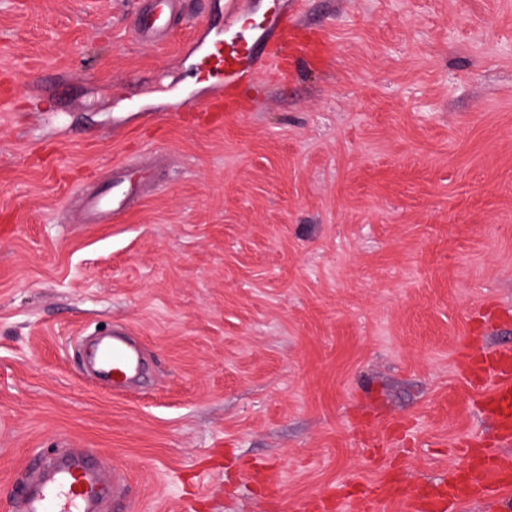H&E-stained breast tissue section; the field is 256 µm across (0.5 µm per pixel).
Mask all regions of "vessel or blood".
I'll return each mask as SVG.
<instances>
[{
	"label": "vessel or blood",
	"instance_id": "1",
	"mask_svg": "<svg viewBox=\"0 0 512 512\" xmlns=\"http://www.w3.org/2000/svg\"><path fill=\"white\" fill-rule=\"evenodd\" d=\"M185 0H138L131 17V30L146 43L167 39L185 17ZM241 17L235 0H226L224 30L207 46L206 66L199 70V81L214 88L202 102L201 110L211 121H223L225 113L238 109L234 90L251 76L266 71L286 70L296 59H323L329 52L325 39L306 33L291 17L268 20L258 38L240 37L236 26ZM277 43L281 51L268 54L267 42ZM135 195L131 169L126 164L112 168L109 191L88 199L84 216L90 224L118 222ZM99 377L113 387L128 386L143 364L141 349L127 342L120 332L102 338L95 347ZM463 373L470 385H482L487 378L495 383L484 400L483 411L491 420L499 443H512V346L489 353L468 352L462 357ZM463 463L451 471L447 483H406L392 470H385L381 483L366 486L351 497L324 495L335 503L337 512H377L383 501L403 504L405 512H451L465 500L482 504L484 512H499L503 491L512 488V459L471 442L462 448ZM120 497L107 473L87 466L84 454L64 457L44 464L37 484L25 485L18 496L22 512H98L101 491Z\"/></svg>",
	"mask_w": 512,
	"mask_h": 512
}]
</instances>
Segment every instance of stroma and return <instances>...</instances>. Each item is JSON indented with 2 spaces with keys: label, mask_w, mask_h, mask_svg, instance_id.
Returning <instances> with one entry per match:
<instances>
[{
  "label": "stroma",
  "mask_w": 512,
  "mask_h": 512,
  "mask_svg": "<svg viewBox=\"0 0 512 512\" xmlns=\"http://www.w3.org/2000/svg\"><path fill=\"white\" fill-rule=\"evenodd\" d=\"M224 3L153 46L132 0H0V512L73 449L121 512H299L494 443L457 359L512 345L471 322L512 310V0H306L330 56L191 123ZM119 162L142 196L83 223ZM112 326L120 391L87 372ZM121 336L127 334L113 331L112 338H102L95 346L98 376L112 383L115 388L128 386L139 374L143 364L141 349ZM113 373H117V378H113Z\"/></svg>",
  "instance_id": "1"
}]
</instances>
